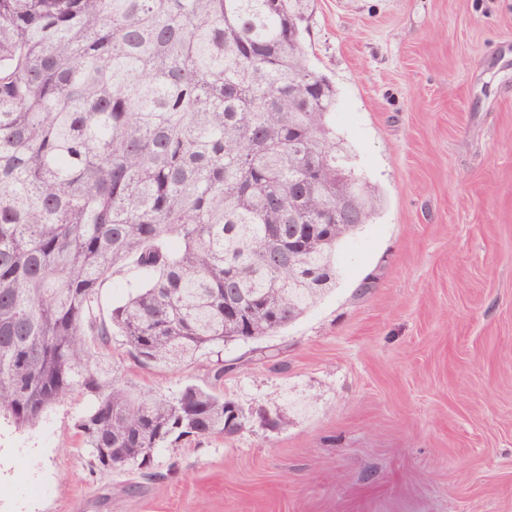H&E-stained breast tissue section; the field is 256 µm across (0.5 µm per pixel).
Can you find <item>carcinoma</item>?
I'll return each mask as SVG.
<instances>
[{
  "instance_id": "obj_1",
  "label": "carcinoma",
  "mask_w": 512,
  "mask_h": 512,
  "mask_svg": "<svg viewBox=\"0 0 512 512\" xmlns=\"http://www.w3.org/2000/svg\"><path fill=\"white\" fill-rule=\"evenodd\" d=\"M309 7L0 0V414L34 425L83 391L77 429L107 471L239 432L224 394L135 391L109 349L119 336L143 365L191 364L335 286L336 248L373 202L309 64ZM124 266L139 283L104 318L100 288Z\"/></svg>"
}]
</instances>
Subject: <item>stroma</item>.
I'll return each instance as SVG.
<instances>
[{
	"label": "stroma",
	"mask_w": 512,
	"mask_h": 512,
	"mask_svg": "<svg viewBox=\"0 0 512 512\" xmlns=\"http://www.w3.org/2000/svg\"><path fill=\"white\" fill-rule=\"evenodd\" d=\"M310 63L373 196L335 286L278 333L156 368L221 388L242 429L92 470L81 392L0 416V512H512V0H312Z\"/></svg>",
	"instance_id": "obj_1"
}]
</instances>
